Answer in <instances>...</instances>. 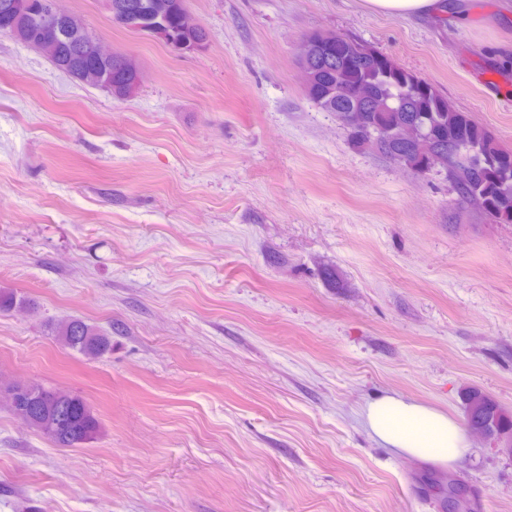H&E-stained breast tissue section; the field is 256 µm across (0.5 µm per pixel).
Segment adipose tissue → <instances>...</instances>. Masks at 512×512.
<instances>
[{
    "label": "adipose tissue",
    "mask_w": 512,
    "mask_h": 512,
    "mask_svg": "<svg viewBox=\"0 0 512 512\" xmlns=\"http://www.w3.org/2000/svg\"><path fill=\"white\" fill-rule=\"evenodd\" d=\"M371 13L414 17L437 15L448 9L446 0H361ZM367 427L385 446L424 461L453 467L468 452L463 423L432 407L386 394L368 403Z\"/></svg>",
    "instance_id": "1"
}]
</instances>
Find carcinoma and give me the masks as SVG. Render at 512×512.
Returning <instances> with one entry per match:
<instances>
[{"label": "carcinoma", "mask_w": 512, "mask_h": 512, "mask_svg": "<svg viewBox=\"0 0 512 512\" xmlns=\"http://www.w3.org/2000/svg\"><path fill=\"white\" fill-rule=\"evenodd\" d=\"M37 0H0V10H11L21 19L20 42L40 38L44 31L35 9ZM157 0H112L117 24L151 31ZM165 24L169 40L189 45L207 41V32L185 18L184 0H164ZM336 35L313 32L307 65L320 74L319 81L307 86L308 97L324 112L336 115L360 143L369 144L408 171L426 175L423 157L410 144L396 139L399 127L417 128L422 140L432 149L450 152V164L438 169L451 183L458 200L477 207L495 224H512V160L504 157L501 146L489 131L470 114L457 111L431 83L416 76L395 60L356 39L340 37L337 49L328 47ZM58 58L54 66L75 67L80 63L77 45L59 34ZM362 89L373 95L384 111L365 112L354 92ZM61 346L84 357L96 358L111 348L108 337L92 325L71 319L56 328ZM32 395L55 398L56 409L70 420V428L61 432L50 426L53 412L42 405L33 406L20 421L49 438L59 448H76L94 439L99 421L84 400L69 391L48 389L41 383H29ZM469 389L462 394L467 421L483 422L492 429L512 432V415L501 412L499 404L484 394L473 400Z\"/></svg>", "instance_id": "1"}]
</instances>
